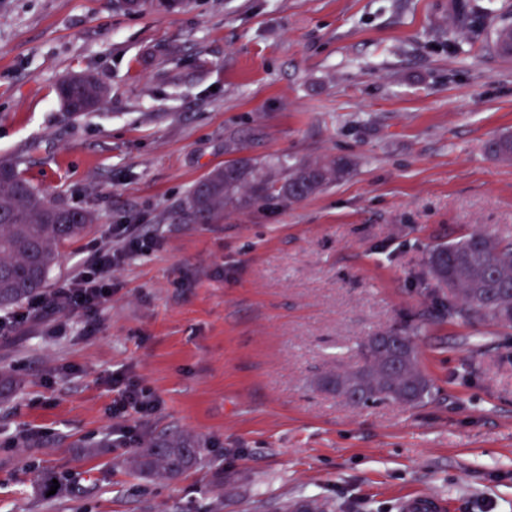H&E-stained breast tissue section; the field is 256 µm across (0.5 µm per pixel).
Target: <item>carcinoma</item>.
Returning <instances> with one entry per match:
<instances>
[{
    "mask_svg": "<svg viewBox=\"0 0 512 512\" xmlns=\"http://www.w3.org/2000/svg\"><path fill=\"white\" fill-rule=\"evenodd\" d=\"M491 48L512 58V23L496 26ZM57 84V97L66 114L77 118L94 108L107 93L94 75L80 82ZM487 152L503 163L512 162V133L490 140ZM350 162L326 156L320 160L258 162L239 159L214 169L195 184L185 202L186 217L208 224L224 206H243L271 192L299 201L343 178ZM92 220L82 210L48 200L11 161L0 162V308L40 295L61 258L62 248L81 237ZM428 267L436 283L448 289V316L512 328V238L475 229L460 240L435 245ZM362 364L352 371L330 373L320 386L339 396L353 391V403L366 405L390 400L407 406L425 402L431 383L419 367L413 339L401 332L375 333L358 344ZM200 447L188 436L148 440L126 461L135 476L174 480L198 463Z\"/></svg>",
    "mask_w": 512,
    "mask_h": 512,
    "instance_id": "1",
    "label": "carcinoma"
}]
</instances>
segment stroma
<instances>
[{
	"label": "stroma",
	"mask_w": 512,
	"mask_h": 512,
	"mask_svg": "<svg viewBox=\"0 0 512 512\" xmlns=\"http://www.w3.org/2000/svg\"><path fill=\"white\" fill-rule=\"evenodd\" d=\"M506 16L512 0H0V159L94 216L45 294L116 225L149 241L98 310L0 339L17 382L0 399V512H401L418 492L512 512V330L449 319L428 268L473 227L512 237V163L485 151L512 132V59L489 46ZM84 73L108 93L73 120L56 85ZM325 156L351 171L306 199L184 217L227 162ZM395 331L418 346L428 402L322 389L359 365L361 338ZM120 371L152 415L113 418ZM173 434L200 443L196 466L128 473L136 446Z\"/></svg>",
	"instance_id": "stroma-1"
}]
</instances>
